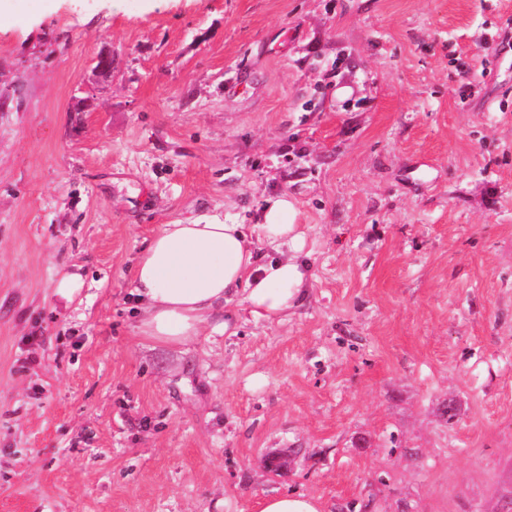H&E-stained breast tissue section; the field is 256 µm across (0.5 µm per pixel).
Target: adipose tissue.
Here are the masks:
<instances>
[{
  "label": "adipose tissue",
  "instance_id": "adipose-tissue-1",
  "mask_svg": "<svg viewBox=\"0 0 512 512\" xmlns=\"http://www.w3.org/2000/svg\"><path fill=\"white\" fill-rule=\"evenodd\" d=\"M295 219V206L283 194L267 200L253 236L240 224L161 225L133 269L140 335L161 347L186 346L206 332L223 335L224 303L236 295L253 316L287 315L308 287ZM257 237L274 258L257 254Z\"/></svg>",
  "mask_w": 512,
  "mask_h": 512
}]
</instances>
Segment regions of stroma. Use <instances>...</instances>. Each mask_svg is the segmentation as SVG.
<instances>
[{
	"label": "stroma",
	"instance_id": "1",
	"mask_svg": "<svg viewBox=\"0 0 512 512\" xmlns=\"http://www.w3.org/2000/svg\"><path fill=\"white\" fill-rule=\"evenodd\" d=\"M510 36L512 0L0 9V512H497ZM283 194L311 273L287 318L237 297L224 335L139 336L160 225L250 231ZM260 508L261 512H321L315 498L288 493L266 497Z\"/></svg>",
	"mask_w": 512,
	"mask_h": 512
}]
</instances>
